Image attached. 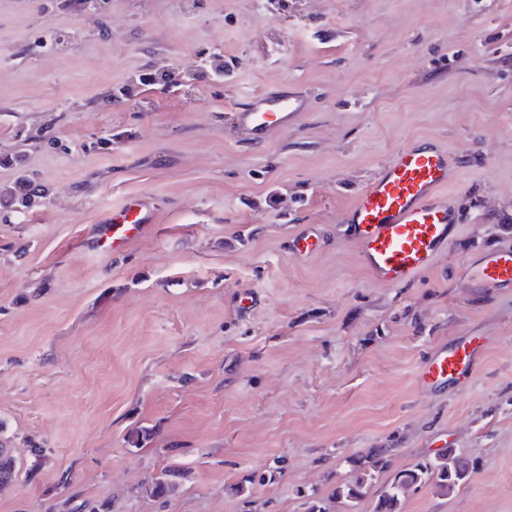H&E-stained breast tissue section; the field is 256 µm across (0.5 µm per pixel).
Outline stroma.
Wrapping results in <instances>:
<instances>
[{
    "instance_id": "1",
    "label": "stroma",
    "mask_w": 512,
    "mask_h": 512,
    "mask_svg": "<svg viewBox=\"0 0 512 512\" xmlns=\"http://www.w3.org/2000/svg\"><path fill=\"white\" fill-rule=\"evenodd\" d=\"M267 87L308 107L258 148L227 114ZM431 142L458 170L455 230L431 268L378 283L347 211ZM21 176L49 196L0 198V446L19 468L0 512L76 493L373 512L392 472L450 449L467 483L403 512H512V289L467 274L512 247V0H0V194ZM134 196L153 224L99 252ZM468 342L471 375L420 379ZM380 448L359 504L333 500ZM172 467L182 487L152 497Z\"/></svg>"
}]
</instances>
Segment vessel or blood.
<instances>
[{
	"label": "vessel or blood",
	"instance_id": "vessel-or-blood-1",
	"mask_svg": "<svg viewBox=\"0 0 512 512\" xmlns=\"http://www.w3.org/2000/svg\"><path fill=\"white\" fill-rule=\"evenodd\" d=\"M307 106L299 93L261 91L233 109L229 120L234 131L260 145L271 130L287 128ZM452 182L446 148L407 146L361 189L347 221L356 227L361 262L377 281L398 285L432 266L456 221L447 196ZM153 221L148 202L131 199L101 226L98 244L107 252L123 249ZM474 274L492 286L512 288V250L488 251ZM478 355V348L467 346L439 353L423 363L419 376L432 383L465 378Z\"/></svg>",
	"mask_w": 512,
	"mask_h": 512
}]
</instances>
